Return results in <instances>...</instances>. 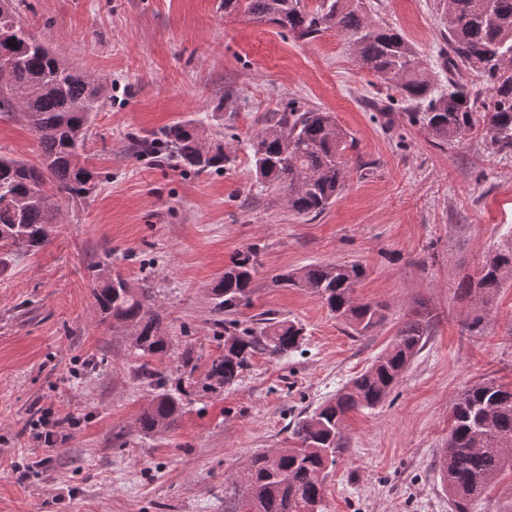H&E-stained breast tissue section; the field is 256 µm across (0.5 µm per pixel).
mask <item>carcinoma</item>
<instances>
[{"instance_id": "obj_1", "label": "carcinoma", "mask_w": 512, "mask_h": 512, "mask_svg": "<svg viewBox=\"0 0 512 512\" xmlns=\"http://www.w3.org/2000/svg\"><path fill=\"white\" fill-rule=\"evenodd\" d=\"M438 6L448 41L441 61L451 75L446 91L435 88L415 47L398 29L373 24L366 0H314L311 5L307 0H224V12L275 25L301 39L329 29L343 34L361 68L419 108L414 118L437 143L461 141L481 120L491 145L512 150V0H439ZM466 72L482 78L487 97L461 82ZM103 89V79L64 63L36 42L10 0H0V112L17 117L40 145L34 163L0 153V247L15 253L44 247L61 220L55 199L84 197L95 187L96 174L81 164L79 148ZM144 147L196 173L222 170L230 162L223 145L205 142L193 119L165 127ZM347 148L348 135L336 118L319 110L282 112L272 128L248 141L258 181L302 217L318 216L344 190L347 173L341 157ZM257 255L255 247L238 253L210 290L215 325L230 341L205 372L204 391L235 385L254 355H286L303 339L301 326L272 313L261 318L258 330L242 329L235 319L251 301ZM91 272L96 304L103 319L112 321V330L137 337L134 349L141 358L168 354L171 340L150 289L112 273L105 263L92 266ZM364 275L358 263L310 264L283 270L271 281L320 299L362 336L386 318L382 305L355 298ZM511 282L512 240L486 260L465 293L487 304ZM430 332L431 319L424 316L404 323L365 372L295 424V447L276 456L255 452L245 476L224 480V512H323L324 478L336 466L345 416L384 403ZM141 370L156 393L137 420L138 431H167L182 415L181 399L165 389L148 363ZM507 469L512 471V384L486 377L453 402L448 441L439 456L438 472L453 512H477Z\"/></svg>"}]
</instances>
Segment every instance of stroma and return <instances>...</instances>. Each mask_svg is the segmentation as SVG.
I'll list each match as a JSON object with an SVG mask.
<instances>
[{"instance_id": "35a3bbf8", "label": "stroma", "mask_w": 512, "mask_h": 512, "mask_svg": "<svg viewBox=\"0 0 512 512\" xmlns=\"http://www.w3.org/2000/svg\"><path fill=\"white\" fill-rule=\"evenodd\" d=\"M223 0H13L38 41L105 91L81 161L97 175L38 251L0 274V512H224V479L254 452L286 448L295 424L362 373L408 320L433 329L391 396L345 419V449L324 483V512H452L436 461L450 406L487 375L512 382V284L474 310L462 285L512 238V150L484 125L440 145L396 90L360 68L328 30L300 40L225 14ZM371 20L401 30L437 88L447 53L436 0H367ZM333 113L353 142L336 202L293 215L258 183L246 144L276 113ZM234 160L195 173L138 150L179 120ZM0 153L36 160L35 134L0 115ZM257 247L250 306L299 323L288 356L259 354L239 382L205 393L196 382L224 343L209 288L232 258ZM111 265L152 288L171 356L151 360L185 409L169 431L135 424L152 392L127 337L95 307L88 267ZM311 263L362 264L358 299L386 304V320L352 334L316 298L271 277ZM477 330H468L473 317ZM190 353L184 366L182 353ZM63 423L34 441L38 409Z\"/></svg>"}]
</instances>
